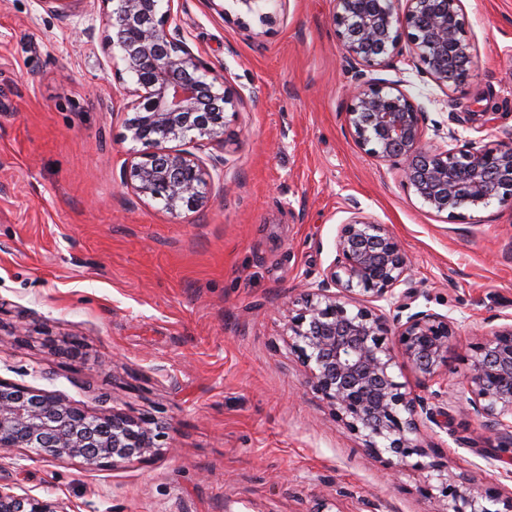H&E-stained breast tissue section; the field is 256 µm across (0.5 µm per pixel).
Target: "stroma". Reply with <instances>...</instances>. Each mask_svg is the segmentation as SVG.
Instances as JSON below:
<instances>
[{
	"label": "stroma",
	"mask_w": 512,
	"mask_h": 512,
	"mask_svg": "<svg viewBox=\"0 0 512 512\" xmlns=\"http://www.w3.org/2000/svg\"><path fill=\"white\" fill-rule=\"evenodd\" d=\"M478 69L444 88L408 40L375 78L425 113V137L512 141V0H463ZM334 0H174L208 80L235 105L199 211L171 212L120 180L134 150L131 77L116 75L100 0L59 14L0 0V378L93 416L172 426V450L120 467L0 451V485L66 512H433V464L512 494V465L467 413L466 356L512 315V199L436 213L345 122L350 76ZM272 15L261 24L260 14ZM469 113L456 122L457 113ZM391 227L418 307L456 319L442 375L448 428L422 423L431 467L367 452L306 382L283 338L288 302L333 260L351 207ZM81 348L79 360L66 355Z\"/></svg>",
	"instance_id": "35a3bbf8"
}]
</instances>
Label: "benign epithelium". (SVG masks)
<instances>
[{"mask_svg":"<svg viewBox=\"0 0 512 512\" xmlns=\"http://www.w3.org/2000/svg\"><path fill=\"white\" fill-rule=\"evenodd\" d=\"M107 13L124 72L131 113L124 138L141 145L131 154L122 179L138 198L159 200L175 212L208 202L213 179L207 163L165 146L184 141L227 146L226 107L233 94L205 78L172 25L173 0H99ZM404 8H399L400 3ZM462 0H336L333 24L350 63V104L345 120L355 143L389 162L406 188L430 209L449 215L486 208L512 197V141L480 147L448 132L442 144L424 138L421 106L397 84L367 73L387 65L402 34L413 55L440 86L472 77L473 44L466 38ZM335 257L304 292L288 316L286 339L306 368L308 383L365 447L403 464L426 455L412 439L419 417L448 428V410L429 403L396 380L401 359L424 384L438 382L448 367L456 321L432 310H412L419 292L412 285V259L393 230L363 216L358 208L341 225ZM368 304L358 303V297ZM397 337L398 352L384 337ZM468 411L485 419L512 452V323L477 343L466 358ZM170 426L125 413L89 416L57 395L32 391L0 378V450L29 448L43 460H79L85 468L118 467L163 453ZM432 499L436 512H512V497L475 491L467 482L440 477ZM502 508H497V505ZM0 512H61L57 503L0 487Z\"/></svg>","mask_w":512,"mask_h":512,"instance_id":"7a95c632","label":"benign epithelium"}]
</instances>
